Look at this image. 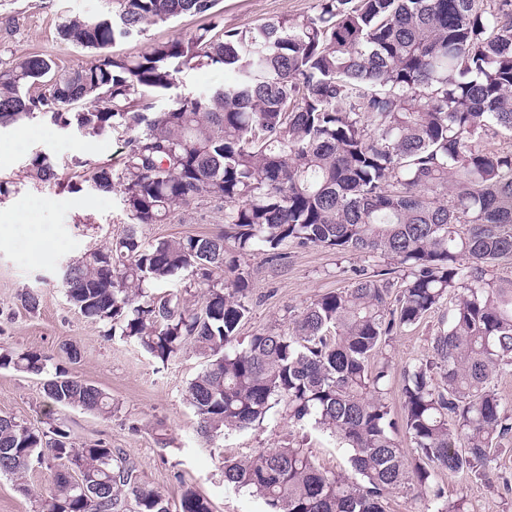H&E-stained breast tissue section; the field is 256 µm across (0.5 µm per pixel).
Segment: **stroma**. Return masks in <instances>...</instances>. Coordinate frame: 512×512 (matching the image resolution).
Here are the masks:
<instances>
[{"instance_id": "35a3bbf8", "label": "stroma", "mask_w": 512, "mask_h": 512, "mask_svg": "<svg viewBox=\"0 0 512 512\" xmlns=\"http://www.w3.org/2000/svg\"><path fill=\"white\" fill-rule=\"evenodd\" d=\"M317 0H220L218 10L228 27L253 26L271 18H300L316 12ZM111 0H0V60L15 53H38L60 67L76 68L93 59L90 50L62 42L63 18L89 16L111 9ZM202 17H182L155 25L143 36L115 45L116 53L134 56L149 45L188 36L204 25ZM50 155L56 180L31 181L25 165L36 152ZM114 136L82 137L75 129L34 119L0 128V348L31 349L49 355L59 346L75 344L81 358L70 370L112 398V415L102 418L78 408L50 409L38 377L0 369V415L33 427L55 417L70 430L76 445L105 440L136 466L147 485L170 501H178L182 485L194 486L208 498L213 512H264L262 500L224 483L225 459L253 456L289 443H304L321 469L349 475L345 449L327 435L294 428L278 411L244 431L229 430L210 440L196 432L197 418L184 399L185 390L203 361L186 350L168 364L156 362L141 348L110 337V325L85 319L66 299L58 272L67 261L103 247L122 234L127 218L116 193L94 190L82 179L83 164L118 163ZM224 225L219 204L195 202L177 208L163 224L143 229L150 240L208 234ZM363 257L324 249L288 247L277 260L245 257L249 272L251 310L239 330L240 339L259 331L287 332L290 321L327 292L347 287L353 268ZM40 293L36 312L27 311L23 293ZM441 315L431 313L418 325L391 337L384 353L390 364L388 381L392 407L401 404L403 370L431 356V341ZM512 446L492 468L480 475L461 476L437 471L435 480L449 499L464 496L472 512H512ZM53 472L36 467L27 474L28 492L0 475V512H39L40 500Z\"/></svg>"}]
</instances>
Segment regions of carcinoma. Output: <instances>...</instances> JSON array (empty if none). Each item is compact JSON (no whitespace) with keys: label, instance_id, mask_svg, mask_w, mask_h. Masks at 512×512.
<instances>
[{"label":"carcinoma","instance_id":"cac0c4a2","mask_svg":"<svg viewBox=\"0 0 512 512\" xmlns=\"http://www.w3.org/2000/svg\"><path fill=\"white\" fill-rule=\"evenodd\" d=\"M218 3L112 0L59 26L62 41L94 53L90 64L21 53L0 68V128L40 117L84 137L125 134L120 168L83 177L120 192L129 224L61 268L67 300L164 364L189 347L204 359L185 392L202 436L249 429L277 406L350 449L352 477L290 445L224 460V484L268 512H387V495L409 483L433 512H471L433 477L481 472L512 442L494 385L512 372V277L499 272L512 265V149L489 147L512 137V0H318L313 16L241 28L224 27ZM198 15L209 23L188 38L112 51ZM197 66L234 80L157 105ZM26 175L49 182L55 165L36 152ZM204 201L224 205L223 232L143 237V226ZM290 245L391 259L401 284L394 294L389 269H355L288 333L242 344L250 284L240 257L274 260ZM441 308L432 357L404 370L397 419L380 355ZM61 359L51 373L52 356L5 350L0 369L42 377L54 406L111 416L108 394L67 368L78 349L63 345ZM401 430L418 454L411 466ZM35 463L56 467L41 512H171L107 442L77 448L58 424L35 430L0 415V474L26 494ZM178 512L213 510L186 485Z\"/></svg>","mask_w":512,"mask_h":512}]
</instances>
